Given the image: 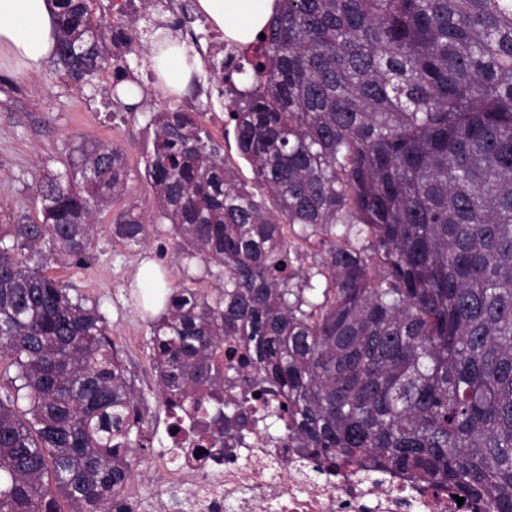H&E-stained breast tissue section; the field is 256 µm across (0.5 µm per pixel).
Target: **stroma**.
Listing matches in <instances>:
<instances>
[{"instance_id":"35a3bbf8","label":"stroma","mask_w":512,"mask_h":512,"mask_svg":"<svg viewBox=\"0 0 512 512\" xmlns=\"http://www.w3.org/2000/svg\"><path fill=\"white\" fill-rule=\"evenodd\" d=\"M167 107V101L152 92L133 112L114 104L108 68L100 72L94 85L79 89L56 72L53 61H46L39 73L32 74L14 60L0 59V213L36 215L38 180L48 173L63 172L71 145L80 139L116 144L135 173L125 199L115 200L97 216L90 264L54 265L48 272L97 300L116 349L135 382L145 386L156 383L149 323L160 309L147 303L157 283L139 277L138 271L150 265L159 275V283L170 286L182 283L183 274L168 225H158L146 243L126 245L113 240L110 222L125 201L146 207L152 204V188L140 173L145 157L153 150L150 115ZM210 134L238 182L256 198L267 199L266 189L237 149L232 122L211 129ZM131 328L139 336L133 345L124 337Z\"/></svg>"}]
</instances>
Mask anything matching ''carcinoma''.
Instances as JSON below:
<instances>
[{"label": "carcinoma", "instance_id": "1", "mask_svg": "<svg viewBox=\"0 0 512 512\" xmlns=\"http://www.w3.org/2000/svg\"><path fill=\"white\" fill-rule=\"evenodd\" d=\"M55 2V66L82 87L129 43L90 0ZM262 33L229 117L276 209L203 113L170 109L151 116V208L112 220L130 245L170 225L186 280L218 278L166 288L149 324L162 404L218 405L221 444L253 423L224 402L248 381L319 465L512 512V0H280ZM131 180L122 149L80 140L36 218L0 224V512H136L148 399L96 303L46 274L88 264Z\"/></svg>", "mask_w": 512, "mask_h": 512}]
</instances>
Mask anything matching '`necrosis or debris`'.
<instances>
[{
	"instance_id": "necrosis-or-debris-1",
	"label": "necrosis or debris",
	"mask_w": 512,
	"mask_h": 512,
	"mask_svg": "<svg viewBox=\"0 0 512 512\" xmlns=\"http://www.w3.org/2000/svg\"><path fill=\"white\" fill-rule=\"evenodd\" d=\"M181 30L187 50L202 57L224 42L223 31L195 11ZM254 418L252 428L226 431L217 448L204 431L205 417L164 415L159 423L166 442L148 468L166 487L193 478L191 512H211L230 500L235 512H462L448 497L419 494L397 477L375 482L317 472L284 433L266 430L263 410Z\"/></svg>"
}]
</instances>
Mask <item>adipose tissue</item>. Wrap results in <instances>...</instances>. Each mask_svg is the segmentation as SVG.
<instances>
[{"label": "adipose tissue", "instance_id": "1", "mask_svg": "<svg viewBox=\"0 0 512 512\" xmlns=\"http://www.w3.org/2000/svg\"><path fill=\"white\" fill-rule=\"evenodd\" d=\"M227 40L247 44L264 29L278 0H198ZM54 0H0V56L39 71L56 47Z\"/></svg>", "mask_w": 512, "mask_h": 512}]
</instances>
